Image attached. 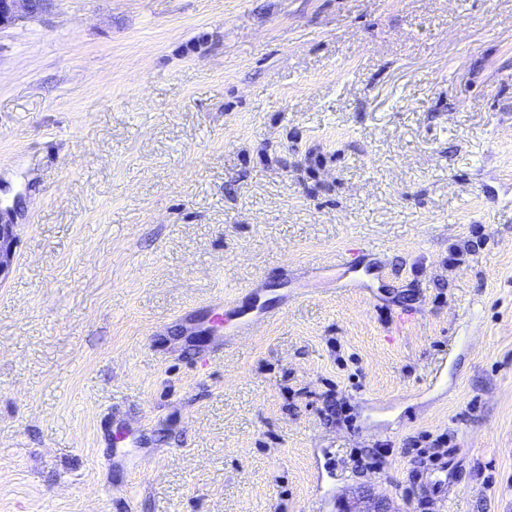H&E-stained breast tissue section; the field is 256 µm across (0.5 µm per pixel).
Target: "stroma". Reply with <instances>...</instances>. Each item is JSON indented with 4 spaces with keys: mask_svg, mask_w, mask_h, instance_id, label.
Returning <instances> with one entry per match:
<instances>
[{
    "mask_svg": "<svg viewBox=\"0 0 512 512\" xmlns=\"http://www.w3.org/2000/svg\"><path fill=\"white\" fill-rule=\"evenodd\" d=\"M0 216V512H512V0H53ZM0 216V280L7 275L13 260L16 224L4 223ZM267 317L264 306L255 308L252 305L248 310H243L238 317V322L232 336H224V345L233 343L237 336L256 335L266 327Z\"/></svg>",
    "mask_w": 512,
    "mask_h": 512,
    "instance_id": "1",
    "label": "stroma"
}]
</instances>
